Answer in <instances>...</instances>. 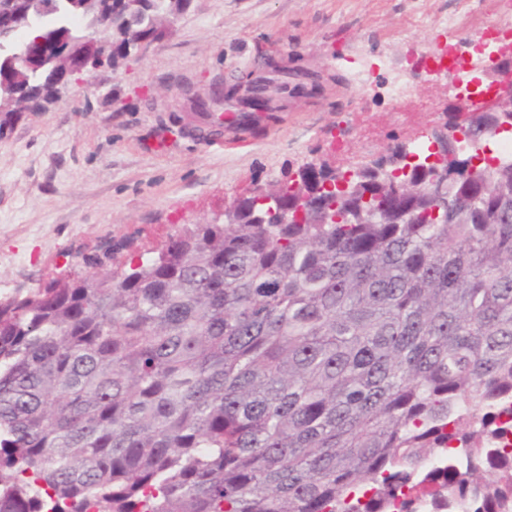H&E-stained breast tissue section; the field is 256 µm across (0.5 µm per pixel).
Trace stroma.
<instances>
[{"label": "stroma", "mask_w": 512, "mask_h": 512, "mask_svg": "<svg viewBox=\"0 0 512 512\" xmlns=\"http://www.w3.org/2000/svg\"><path fill=\"white\" fill-rule=\"evenodd\" d=\"M495 2L191 0L145 55L0 128V297L109 270L304 163L347 169L396 140L427 144L456 101L410 61L452 43L444 15L478 33ZM275 60L293 90L276 119L233 143L188 131L193 96L250 84ZM370 63L374 79L355 86ZM395 70L413 86L403 104L387 93Z\"/></svg>", "instance_id": "35a3bbf8"}]
</instances>
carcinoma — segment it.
I'll list each match as a JSON object with an SVG mask.
<instances>
[{
  "label": "carcinoma",
  "instance_id": "carcinoma-1",
  "mask_svg": "<svg viewBox=\"0 0 512 512\" xmlns=\"http://www.w3.org/2000/svg\"><path fill=\"white\" fill-rule=\"evenodd\" d=\"M151 3L112 0L114 63L167 33L180 0ZM73 20L0 21V85ZM499 120L448 142L446 210L434 153L398 143L346 193L304 163L236 224L1 299L0 512H512V159L480 155Z\"/></svg>",
  "mask_w": 512,
  "mask_h": 512
}]
</instances>
